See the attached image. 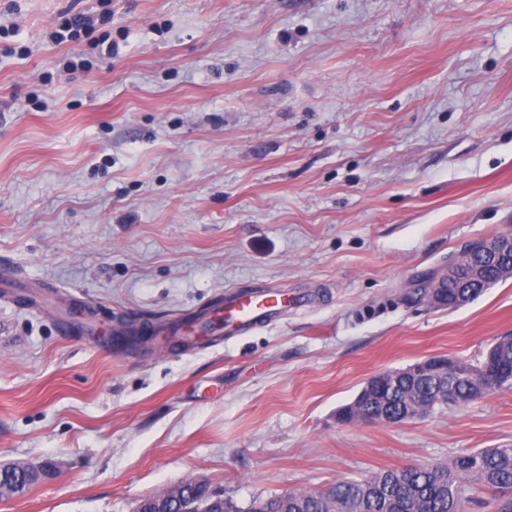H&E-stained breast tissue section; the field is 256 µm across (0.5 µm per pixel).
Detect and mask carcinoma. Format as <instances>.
<instances>
[{
  "label": "carcinoma",
  "mask_w": 512,
  "mask_h": 512,
  "mask_svg": "<svg viewBox=\"0 0 512 512\" xmlns=\"http://www.w3.org/2000/svg\"><path fill=\"white\" fill-rule=\"evenodd\" d=\"M490 358L512 373V340L488 350ZM411 390L389 387L395 407L409 406ZM408 482L394 484L385 471L366 480L338 479L323 490L290 491L268 497L250 512H466L469 501L486 497L492 512H512V448H481L443 463L407 468Z\"/></svg>",
  "instance_id": "1"
}]
</instances>
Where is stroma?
<instances>
[{
    "label": "stroma",
    "instance_id": "35a3bbf8",
    "mask_svg": "<svg viewBox=\"0 0 512 512\" xmlns=\"http://www.w3.org/2000/svg\"><path fill=\"white\" fill-rule=\"evenodd\" d=\"M503 235L512 0H0V465L42 472L0 512H133L187 478L249 512L512 448V389L336 419L379 372L512 336V278L424 294ZM257 288L304 302L171 333ZM128 323L153 339L105 350ZM340 422H346L349 419H363V423H397L399 422L389 413L367 414L365 411V402L362 392L349 403L342 415L338 418Z\"/></svg>",
    "mask_w": 512,
    "mask_h": 512
}]
</instances>
